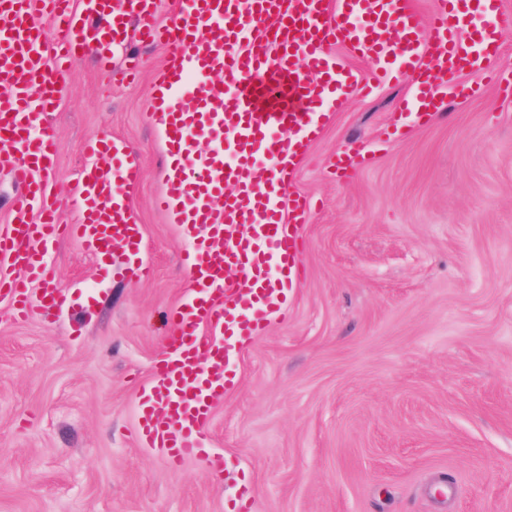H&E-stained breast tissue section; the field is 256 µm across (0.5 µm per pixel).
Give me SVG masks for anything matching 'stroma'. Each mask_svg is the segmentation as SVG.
<instances>
[{"instance_id":"35a3bbf8","label":"stroma","mask_w":512,"mask_h":512,"mask_svg":"<svg viewBox=\"0 0 512 512\" xmlns=\"http://www.w3.org/2000/svg\"><path fill=\"white\" fill-rule=\"evenodd\" d=\"M502 12V81L424 122H398L401 83L330 109L286 189L312 204L288 316L238 348L199 433L206 455L176 466L139 438L166 313L191 287L180 228L153 205L167 50L130 42L124 82L89 57L61 73L62 220L78 216L86 141H126L152 274L64 239L49 255L65 308L24 320L0 300V512H228L239 497L248 512H512V0Z\"/></svg>"}]
</instances>
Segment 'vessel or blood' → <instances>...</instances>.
<instances>
[{
  "label": "vessel or blood",
  "mask_w": 512,
  "mask_h": 512,
  "mask_svg": "<svg viewBox=\"0 0 512 512\" xmlns=\"http://www.w3.org/2000/svg\"><path fill=\"white\" fill-rule=\"evenodd\" d=\"M43 4L56 21L51 62L38 49L30 0H0V142L20 154L0 257L23 272L0 278V296L24 319L65 306L69 296L57 288L47 257L64 237L99 257L119 248L139 254L142 227L128 206L138 184L136 153L115 138L87 142L89 165L72 187L81 216L60 223L59 143L46 119L57 103L62 62L90 41L120 47L132 34L140 44L168 46L152 118L169 175L155 204L174 212L194 242L183 257L192 292L167 313L172 331L141 402L140 428L148 446L178 463L200 454L196 435L213 399L233 382L236 348L261 333L296 284L298 232L309 205L298 196L284 208L279 201L326 109L353 91L369 95L392 81L410 86V109L420 120L447 90L474 95L475 86L448 82L464 69L493 79L486 47L502 19L499 0H438L426 21L411 0H179L176 19L162 25L153 18L154 0H88L80 10L73 0ZM477 10L485 18L479 27L471 23ZM342 49L370 60L371 69L348 67ZM280 129L287 138L277 137ZM200 139L210 151L195 149ZM231 270L238 283H227ZM29 279L41 283L39 294H30Z\"/></svg>",
  "instance_id": "vessel-or-blood-1"
}]
</instances>
